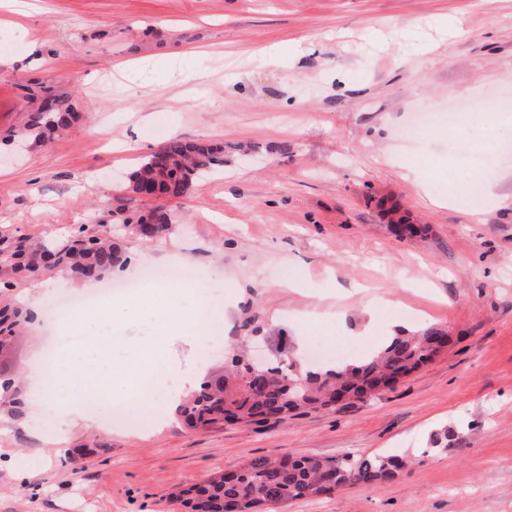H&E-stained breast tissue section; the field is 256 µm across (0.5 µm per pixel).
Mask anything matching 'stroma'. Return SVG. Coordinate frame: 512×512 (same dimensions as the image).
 <instances>
[{"mask_svg": "<svg viewBox=\"0 0 512 512\" xmlns=\"http://www.w3.org/2000/svg\"><path fill=\"white\" fill-rule=\"evenodd\" d=\"M443 18L461 35L441 32ZM34 40L41 55L27 52ZM146 59L164 64L151 83L117 71ZM36 82L78 99L81 117L48 146L0 148V229L16 236L148 209L114 186L171 138L253 149L168 200L161 238L114 227L127 255L114 280L177 256L204 276L177 305L227 316L171 336L148 326L157 302L144 295L112 303L124 313L114 335L150 337L166 364L198 375L242 346L271 363L316 340L367 354L396 319L450 341L394 389L340 408L188 430L161 389L153 427L103 422L102 397L63 433L32 375L69 333L51 306L84 288L59 275L22 284L13 296L35 320L0 356V377L23 383L21 413L0 414V512H190L169 501L176 488L253 458L347 451L416 462L391 482L263 512H512V156L476 210L448 200L464 165L456 129L399 136L419 110L468 101L478 123L484 102L512 93V0H0V133L21 124L22 87ZM402 221L423 236L397 238ZM444 427L455 441L432 450Z\"/></svg>", "mask_w": 512, "mask_h": 512, "instance_id": "1", "label": "stroma"}]
</instances>
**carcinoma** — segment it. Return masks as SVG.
<instances>
[{
	"label": "carcinoma",
	"instance_id": "1",
	"mask_svg": "<svg viewBox=\"0 0 512 512\" xmlns=\"http://www.w3.org/2000/svg\"><path fill=\"white\" fill-rule=\"evenodd\" d=\"M35 102L22 124L5 135L6 142L40 147L78 118L77 102L52 93L51 88L30 90ZM221 141L194 142L172 138L143 155L117 188L144 200L179 198L203 176L224 167ZM120 216L126 227L145 240L165 235L171 214L156 206L137 218ZM125 264L124 251L112 237V225L103 221L82 224L67 237L32 242L0 230V293L47 275L63 274L73 280H103ZM29 321V314L9 302L0 303V350L7 348ZM448 341V333L426 325L394 337L380 350L344 365H330L321 372H303L292 363L278 361L263 366L266 376L253 385L241 367L245 356L231 357L224 372L208 375L191 397L175 409L177 421L190 429L214 426L232 419L243 426L307 409L331 407L340 397L360 400L396 387L399 381L429 362ZM411 461L387 452L356 456L345 452L327 459L295 456L259 457L248 461L233 476L221 475L187 491L191 512H260L268 504L330 494L350 485H376L395 480Z\"/></svg>",
	"mask_w": 512,
	"mask_h": 512
}]
</instances>
